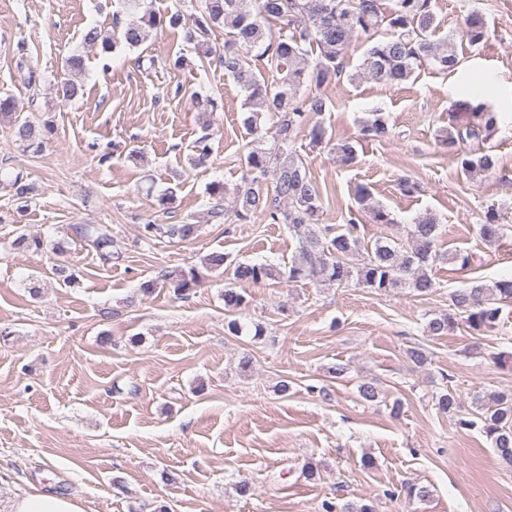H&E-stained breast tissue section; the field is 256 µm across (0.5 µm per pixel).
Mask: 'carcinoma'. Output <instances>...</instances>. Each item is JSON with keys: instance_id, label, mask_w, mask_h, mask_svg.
<instances>
[{"instance_id": "carcinoma-1", "label": "carcinoma", "mask_w": 512, "mask_h": 512, "mask_svg": "<svg viewBox=\"0 0 512 512\" xmlns=\"http://www.w3.org/2000/svg\"><path fill=\"white\" fill-rule=\"evenodd\" d=\"M121 11L135 16L122 30L112 36L96 26L82 34L88 47L101 46L109 52L120 46L139 47L149 28L180 29L183 39L194 44L197 53L205 58L215 54L207 40L208 31L222 27L226 31L224 49L218 61L224 74L233 78L244 92L243 125L253 140L244 148L241 183L233 190L214 182L208 188L212 205L208 220L219 224L233 218L248 221L262 216L272 224H284L297 240V252L281 271L270 265L239 262L233 277L239 287L224 289V310L229 314L243 309L248 303L244 286L258 285L268 279L285 277L290 282L309 281L317 284L348 286L355 283L363 288L386 295L398 288H409L421 296L433 293L436 282L429 274L437 261L446 259L459 269L470 266L469 255L454 252L444 255L437 251L440 222L427 213L408 227L405 238L393 239L383 234L365 241L360 235L356 218L346 225L321 224L322 192L303 160L289 150L297 133L310 126L313 143H330L326 128L319 122L309 124L310 115H320L328 108L326 98L314 94L301 100L298 93L308 84L319 90L340 77L343 60L357 36L373 40L360 64L362 75L384 86H397L410 80L425 63L446 72L458 65L454 40L436 41V15L433 0H204L200 15L187 22L182 11L176 10L160 17L151 11L146 0H117ZM274 21L278 31L268 26ZM385 31V36L377 37ZM461 38L472 45L486 37L482 14L467 15L460 30ZM267 58L268 65L280 74L274 82L256 72L254 58ZM21 81L29 87L36 85L38 74L25 56L17 62ZM81 87L73 79H64L56 88V96L64 103L79 97ZM453 111L467 115L464 122L440 135L443 146L453 149L459 143L470 142L472 149L462 155L463 170L475 177L491 172L496 158L484 150L482 143L495 132L498 115L482 102L479 96L468 94L453 104ZM273 113L278 118L270 147H263L264 134L260 125L263 115ZM0 116L10 118L13 137L39 153L45 147L52 129H37L27 119L16 114L13 98L0 96ZM392 128L384 112L373 110L361 120L360 135L365 140L383 141L390 138ZM358 141L339 139L332 146L336 158L345 164L357 159ZM211 158L210 136L198 138L192 149L195 166L208 164ZM273 187H268L267 179ZM0 186L11 197L29 202L34 188L25 182L23 170L0 172ZM232 194L231 208L224 207V198ZM357 211L371 224L389 226L395 223L391 212L374 201L370 186L355 187ZM141 237L147 241L164 237L191 242L199 236L200 225L190 221L178 224L140 225ZM70 235L56 241L54 249L67 250L75 236L92 248L98 257L110 262L117 254L116 239L109 224H72ZM501 225L498 215L487 210L479 225V235L487 242L499 240ZM174 295L182 298L196 288L201 275L197 268H176L163 274ZM454 312L438 314L426 325L429 336H445L463 324L473 336H481L504 319V309L512 306V277H502L491 283L472 278L466 287L451 295ZM462 430L475 427L485 434L497 456L512 464V391L496 392L478 406L471 418L458 419Z\"/></svg>"}]
</instances>
